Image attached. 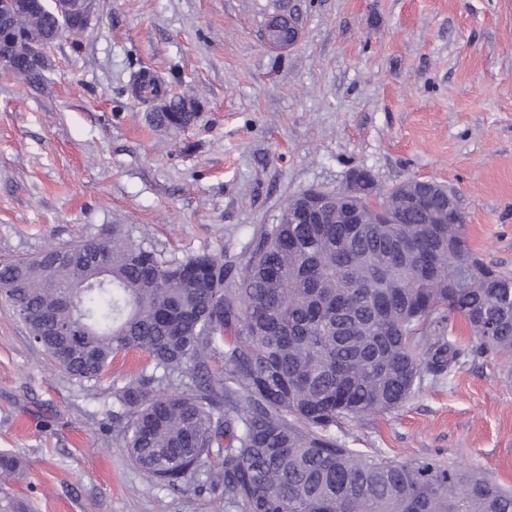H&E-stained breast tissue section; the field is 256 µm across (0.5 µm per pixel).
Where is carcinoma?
I'll use <instances>...</instances> for the list:
<instances>
[{
    "mask_svg": "<svg viewBox=\"0 0 512 512\" xmlns=\"http://www.w3.org/2000/svg\"><path fill=\"white\" fill-rule=\"evenodd\" d=\"M65 27L11 0L0 11V58L13 65ZM131 90L169 98L168 110L150 113L160 129L196 118L145 70ZM409 192L408 182L386 193L387 223L371 212L360 225L340 223L334 193L325 223H295L300 193L229 259L167 257L114 224L110 241L1 261L0 298L80 382L100 379L122 352L148 353L153 372L112 397L126 414L129 461L153 485L196 483L226 512H512V492L475 472L359 454L334 432L399 407L425 373L447 369L459 355L445 340L452 315L482 348L512 356V276L476 257L443 190L396 206ZM100 262L109 288L95 285ZM159 369L191 383L165 392ZM23 465L0 452V477Z\"/></svg>",
    "mask_w": 512,
    "mask_h": 512,
    "instance_id": "obj_1",
    "label": "carcinoma"
}]
</instances>
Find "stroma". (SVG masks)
<instances>
[{
	"mask_svg": "<svg viewBox=\"0 0 512 512\" xmlns=\"http://www.w3.org/2000/svg\"><path fill=\"white\" fill-rule=\"evenodd\" d=\"M293 16L300 39L263 31ZM39 82L0 70V259L126 225L166 255L236 254L284 204L369 171L455 191L472 248L512 273V0H97L45 51ZM145 69L194 101L185 130L151 127L128 90ZM465 351L401 407L338 429L347 447L431 459L512 488V359ZM119 354L80 383L0 300V512H225L149 483L119 443L112 392L148 367ZM289 21L290 30L288 29V36L279 34L280 17H275L266 26L264 32V39L266 44L275 50H285L294 47L299 41V29L291 18Z\"/></svg>",
	"mask_w": 512,
	"mask_h": 512,
	"instance_id": "stroma-1",
	"label": "stroma"
}]
</instances>
